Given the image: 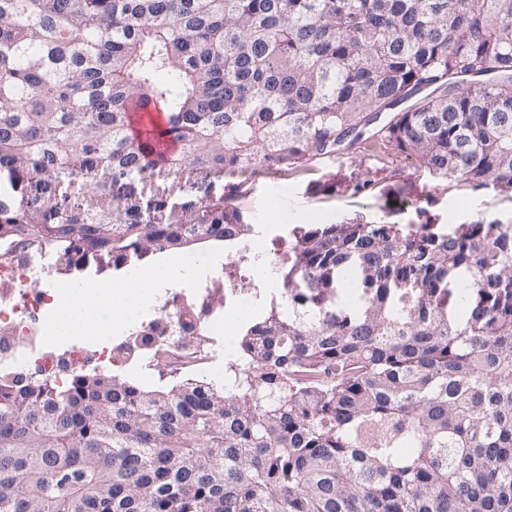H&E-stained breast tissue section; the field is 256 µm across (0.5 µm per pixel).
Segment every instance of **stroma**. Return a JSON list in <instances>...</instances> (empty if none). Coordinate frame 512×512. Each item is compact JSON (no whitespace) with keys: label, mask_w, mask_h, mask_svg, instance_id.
Returning <instances> with one entry per match:
<instances>
[{"label":"stroma","mask_w":512,"mask_h":512,"mask_svg":"<svg viewBox=\"0 0 512 512\" xmlns=\"http://www.w3.org/2000/svg\"><path fill=\"white\" fill-rule=\"evenodd\" d=\"M350 169L362 173L367 170V163L358 150L347 151L338 158L305 164L303 169L285 175H264L240 187V205L245 210L256 209L260 212L252 238L254 245L261 251H268L273 236L284 234L288 225L306 220L330 224L361 214L373 220L415 224L419 221L417 209L420 197L427 193L436 198L429 213L439 224H459L478 216L488 219L512 216V195L491 190L474 192L465 187L447 188L419 176L411 168L401 173L402 178L413 184L412 193L404 198L390 194L391 182L387 179L377 180L369 192L361 195L325 196L312 193L311 186L315 181ZM276 291V283L268 278L263 279L254 301L225 310V321L234 322L236 329L221 332L218 343L228 350L236 348L240 327L253 318Z\"/></svg>","instance_id":"stroma-1"}]
</instances>
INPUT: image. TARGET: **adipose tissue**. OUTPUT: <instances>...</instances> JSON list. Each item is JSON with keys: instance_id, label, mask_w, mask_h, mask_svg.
Here are the masks:
<instances>
[{"instance_id": "ef3b65f1", "label": "adipose tissue", "mask_w": 512, "mask_h": 512, "mask_svg": "<svg viewBox=\"0 0 512 512\" xmlns=\"http://www.w3.org/2000/svg\"><path fill=\"white\" fill-rule=\"evenodd\" d=\"M189 279L187 260L165 255L133 275L113 278L111 286L76 282L58 287L55 334L77 332L87 337L118 334L162 297Z\"/></svg>"}]
</instances>
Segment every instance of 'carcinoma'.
<instances>
[{"instance_id": "cac0c4a2", "label": "carcinoma", "mask_w": 512, "mask_h": 512, "mask_svg": "<svg viewBox=\"0 0 512 512\" xmlns=\"http://www.w3.org/2000/svg\"><path fill=\"white\" fill-rule=\"evenodd\" d=\"M356 145L512 194V0H0V239L68 271L223 241L242 283L227 180ZM270 244L222 384L0 372V512H512V219Z\"/></svg>"}]
</instances>
